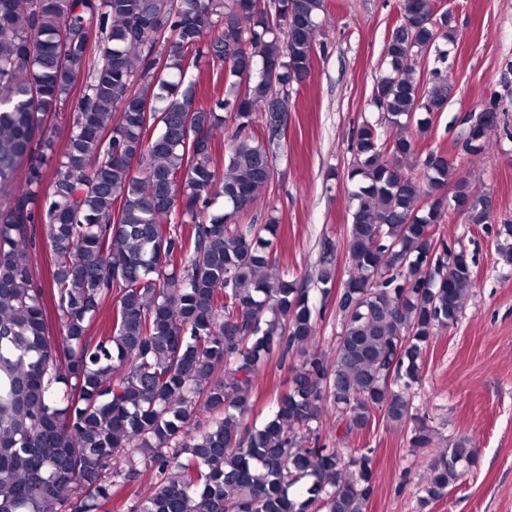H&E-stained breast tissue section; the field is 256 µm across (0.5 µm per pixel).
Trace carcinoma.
<instances>
[{"label": "carcinoma", "mask_w": 512, "mask_h": 512, "mask_svg": "<svg viewBox=\"0 0 512 512\" xmlns=\"http://www.w3.org/2000/svg\"><path fill=\"white\" fill-rule=\"evenodd\" d=\"M322 9L323 0H0V512H101L112 482L140 476L127 448L155 478L133 512H365L373 449L301 443L330 408L348 433L375 413L413 418L409 389L435 330L457 324L473 275L439 223L448 199L468 217L487 198L439 150L417 171L399 165L418 150L411 122L419 133L430 125L416 114L444 111L452 93L440 66L425 89L408 61L439 38L455 43L434 0H401L389 69L372 91L397 130L356 131L341 331L333 359L316 350L308 290L267 274L277 224L239 219L273 175L270 151L242 137L259 110L281 129ZM226 17L237 25L211 35ZM204 57L229 83L209 108L193 78ZM479 112L468 154L489 148L498 94ZM229 121L221 175L214 138ZM218 197L224 210L207 212ZM39 225L56 266L57 335L21 249ZM497 235L512 263V224ZM107 303L111 332L93 336ZM293 351L305 359L288 391L265 421L248 423L253 376ZM199 400L223 417L193 437ZM409 443L429 447L431 429L413 426ZM476 462L468 441L433 456L419 510Z\"/></svg>", "instance_id": "obj_1"}]
</instances>
